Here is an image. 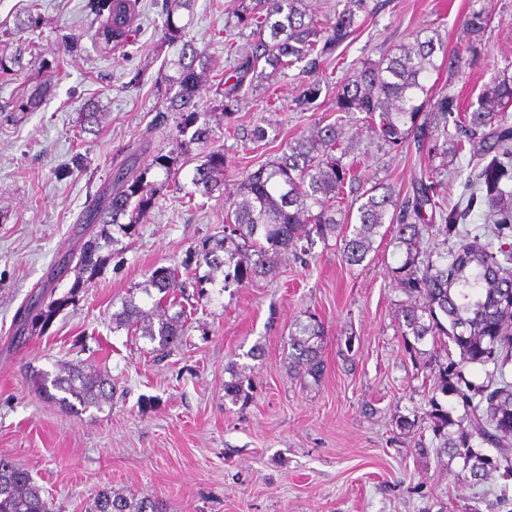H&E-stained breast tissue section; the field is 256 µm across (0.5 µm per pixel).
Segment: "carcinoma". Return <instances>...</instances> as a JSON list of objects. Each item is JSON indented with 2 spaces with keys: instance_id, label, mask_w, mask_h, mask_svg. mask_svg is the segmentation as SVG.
I'll list each match as a JSON object with an SVG mask.
<instances>
[{
  "instance_id": "cac0c4a2",
  "label": "carcinoma",
  "mask_w": 512,
  "mask_h": 512,
  "mask_svg": "<svg viewBox=\"0 0 512 512\" xmlns=\"http://www.w3.org/2000/svg\"><path fill=\"white\" fill-rule=\"evenodd\" d=\"M342 9L322 20L309 10L307 0H238L235 27L249 31L250 47L236 56L233 83L220 91L224 117L232 119L239 94L255 82L270 80L302 62L314 63L350 38L369 16L371 0H340ZM195 0H170L160 41L178 47L172 62L175 74L165 76L177 92L165 98L157 120L177 112L183 133H191L189 143L206 145L213 130L199 123L197 98L203 78L211 70L206 48L186 33L174 20L185 10L193 12ZM137 0H87L86 26L100 44L123 46L133 33ZM41 15L28 8L16 15V30L34 32ZM488 25L484 11L473 10L464 19V29L478 41ZM443 50L437 30L416 35L413 42L400 44L375 62H366L353 78L336 90L338 112H363L371 121L369 131L379 143L391 149L412 144L441 157L450 165L460 149L462 138H475L482 129L495 126L490 139L483 141L484 154H494V163L483 167L478 180L494 207L495 224L502 231L512 225V188L505 158L512 159V74L503 72L488 84L477 100V107L459 111L455 97L436 96L427 87L429 75L439 71L437 51ZM30 40L16 43L0 40V71L6 73L20 63L22 55H35ZM43 80L30 93L19 97L15 110L33 112L60 79V66L42 62ZM322 86L312 81L302 86L296 106L317 109ZM454 124L455 132L449 131ZM349 147L336 123L318 121L310 129L286 142L281 154L257 171L247 173L236 184L224 216V234L210 235L191 252L181 265L154 267L135 290L151 300L147 305L130 294L121 309L112 313V331L126 330L165 351L187 335L194 310L173 295L180 268L195 266L191 285L232 284L269 274L279 255L292 253L301 258L311 254L317 241L338 237L342 254L353 265L365 261L373 250L380 229L389 234L401 257L394 268L398 285L408 297L401 309L404 335L419 342L430 336L448 339L459 351V360L435 364L436 386L428 398L434 418L435 437L452 459L462 460L463 480L479 483L493 460L476 443L497 445L512 437V385H476L467 380L465 370L472 364L499 366L512 353V252L464 244L452 255L448 251L424 250L420 243L427 230L426 206L435 204L442 188L438 169H428L414 181L412 194L399 200L390 187L381 183L365 189L362 202L349 211L346 223L336 220V206L344 201L346 186L355 180L354 162L345 161ZM186 164L156 153L147 163L140 155H129L110 175L108 191L96 193L81 214L82 224L111 225L125 235L135 234L140 215L151 209L166 192L182 191L193 200L211 197L224 190V148L210 149L199 164L180 181ZM100 237L89 232L82 243L73 271L74 282L68 293H39L41 300L25 308L19 321L22 332L45 333L56 316L72 302L76 292L87 286L104 263ZM206 267L204 274L198 269ZM324 327L316 319L300 323L290 338L288 364L298 372L317 378L322 375ZM34 383L39 394L55 400L66 409L99 407L112 397V382L91 365H61L55 376L40 373ZM64 393L59 397L51 390ZM452 394L469 410L454 419L438 400ZM250 390L234 376L224 384V398L231 403L246 402ZM0 512H54L52 502L31 473L9 456H0ZM85 512H168L164 501L126 496L103 489L90 498Z\"/></svg>"
}]
</instances>
